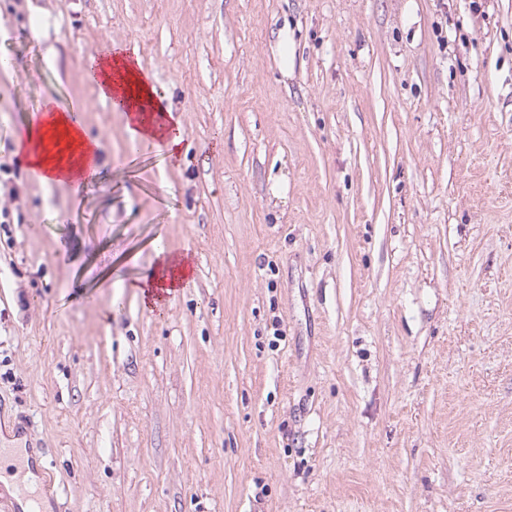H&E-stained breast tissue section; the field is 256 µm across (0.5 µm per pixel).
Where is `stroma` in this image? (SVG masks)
Instances as JSON below:
<instances>
[{
	"instance_id": "obj_1",
	"label": "stroma",
	"mask_w": 512,
	"mask_h": 512,
	"mask_svg": "<svg viewBox=\"0 0 512 512\" xmlns=\"http://www.w3.org/2000/svg\"><path fill=\"white\" fill-rule=\"evenodd\" d=\"M3 55L0 447L39 440L42 512H512V0H0ZM49 98L95 184L20 162ZM155 240L192 273L150 306ZM117 51L118 53L108 57L112 54L110 48L102 54L103 57L98 61L94 58L91 61L90 70L95 71L103 79V84H100L99 81L96 82L99 87V97L107 101L108 98L110 99V90L114 96L121 93L122 104L126 105L125 110H121L114 101L112 104L116 110L125 112L129 131L134 132V128H136L140 137L153 142L160 152H165L167 155H178L184 139V128L181 122L173 115L172 110L163 104L162 97L157 96L151 75L143 65L138 52L125 48H118ZM112 73H123L122 84L114 80ZM144 102L154 110L162 109L167 112L168 123L161 125L166 123L161 112L136 111L135 107ZM148 114H153L154 123L158 126L161 125L159 128L151 122Z\"/></svg>"
}]
</instances>
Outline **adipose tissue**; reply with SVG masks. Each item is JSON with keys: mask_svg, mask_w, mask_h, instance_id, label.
<instances>
[{"mask_svg": "<svg viewBox=\"0 0 512 512\" xmlns=\"http://www.w3.org/2000/svg\"><path fill=\"white\" fill-rule=\"evenodd\" d=\"M92 71L102 78L99 86L101 99L118 93L125 104V119L128 128L138 130L141 138L153 142L157 150L169 155L178 154L184 139V128L176 117H169L166 125L156 126L147 113L141 112V103L153 109L163 106L153 85L151 75L142 63L137 51L119 49L108 58L92 61ZM48 119L45 130L52 136V153H34L28 148L34 136L31 122H24L16 139V147L24 163L30 169L43 170V183H70L79 186L95 181L100 174V144L90 137L83 126L73 125L65 105L47 101L43 106ZM157 263L152 277L141 283L140 288L147 299L159 298L161 293H171L180 288L192 272L186 257L174 255L165 249H157Z\"/></svg>", "mask_w": 512, "mask_h": 512, "instance_id": "1", "label": "adipose tissue"}]
</instances>
